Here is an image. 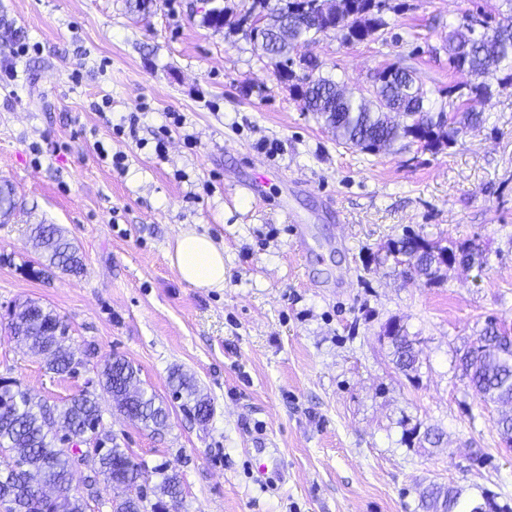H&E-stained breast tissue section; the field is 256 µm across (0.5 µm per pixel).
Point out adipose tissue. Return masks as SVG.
<instances>
[{"label":"adipose tissue","instance_id":"1","mask_svg":"<svg viewBox=\"0 0 512 512\" xmlns=\"http://www.w3.org/2000/svg\"><path fill=\"white\" fill-rule=\"evenodd\" d=\"M169 258L185 283L196 288L223 287L224 248L208 234L192 227L181 230Z\"/></svg>","mask_w":512,"mask_h":512}]
</instances>
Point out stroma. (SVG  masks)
<instances>
[{"label": "stroma", "mask_w": 512, "mask_h": 512, "mask_svg": "<svg viewBox=\"0 0 512 512\" xmlns=\"http://www.w3.org/2000/svg\"><path fill=\"white\" fill-rule=\"evenodd\" d=\"M494 4L385 0L377 40L328 34L299 52L356 89L408 66L426 109L451 114L458 101L442 89L471 77L449 71L448 33ZM0 8L27 48L0 50V180L25 207L0 224V378L58 405L85 388L9 336L25 298L68 323L73 350L131 361L168 400V427L141 428L104 393L103 424L134 458L179 472L168 512H421L433 483L512 504L500 408L456 367L488 317L512 326L511 82L473 101L479 123L441 150L405 140L370 155L337 144L243 34L203 26L201 0H153L145 13L127 0ZM134 115L135 136L115 135ZM266 169L276 180L251 193ZM292 212L308 229L303 254ZM39 222L79 244L81 274L43 270L27 233ZM187 225L223 243V288L180 280L168 252ZM408 231L483 245L489 266L449 269L432 287L406 279L386 246ZM392 319L422 341L417 382L380 339ZM175 367L209 397L207 424L172 399ZM415 427L438 428L442 443L406 442Z\"/></svg>", "instance_id": "1"}]
</instances>
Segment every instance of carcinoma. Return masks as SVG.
Instances as JSON below:
<instances>
[{"label":"carcinoma","instance_id":"obj_1","mask_svg":"<svg viewBox=\"0 0 512 512\" xmlns=\"http://www.w3.org/2000/svg\"><path fill=\"white\" fill-rule=\"evenodd\" d=\"M384 0H376L375 9L357 0H252L250 10L232 18L226 8L216 5L203 13L202 24L214 30L242 32L251 42L265 41L270 58L276 62L289 60L299 43H312L324 34L326 27L348 44L364 43L386 26L381 16ZM254 10L276 18L292 31L288 38L274 29L261 30L246 25ZM482 28L490 34L481 40H468L462 28L448 36V68L465 69L473 77L466 86H450L439 90L459 99L488 97L493 82L500 75L512 81V0H499L493 14H483ZM19 32L0 14V49L16 43ZM298 66L306 73L299 76L292 69L286 77L296 80L292 90L298 93L303 109L313 113L331 130L340 144L377 155L388 151L394 143L408 140L426 149H437L456 141L457 137L478 121L476 113L463 109L453 117L444 111L431 112L424 107L429 91L416 82L404 67L388 65L376 72L378 93L367 96L363 91H348L335 80L314 75L318 64L305 57ZM19 203L12 184L0 181V223L7 224L16 215ZM30 241L42 265L70 274L83 270V260L76 245L64 231L53 224L32 227ZM404 277H423L429 284L443 280L442 268L458 264L466 269L483 270L487 265L484 251L476 245H455L450 241L430 240L407 233L386 246ZM19 311L9 323L12 336L26 341L29 349L44 354L47 369L55 374H71V366L83 359L67 349L57 354L47 352L55 345V330L68 331V326L54 311L35 300L18 304ZM384 336L388 339L393 363L408 379L418 372L421 341L408 334L406 328L392 320ZM467 386L484 402L506 407L497 420L498 434L512 447V330L490 317L479 336L459 358ZM172 398L181 401L182 410L198 423H207L213 415L210 399L204 395L193 376L174 369L169 377ZM93 386L109 393L115 407L127 418L144 428L160 432L168 427L169 406L166 401L140 387L139 371L125 358L114 355L97 371ZM9 402L0 405V456L16 463L0 468V491L6 490L16 504L14 512H54L51 502L38 496L39 487L58 489L69 484L70 463L52 430L80 436L92 424L103 422L96 390L86 389L62 405L36 399L17 381L0 388ZM105 451L99 457V469L107 476L114 496L109 501L111 512H165L167 501L182 496L179 472L167 463L153 467L136 460L128 449L120 447L108 433ZM158 482L151 491L155 502L147 505L144 493L131 494L132 486L143 487L149 477ZM461 487L431 485L420 493L423 512H512V506L498 503V494L481 489L480 500L464 496Z\"/></svg>","mask_w":512,"mask_h":512}]
</instances>
